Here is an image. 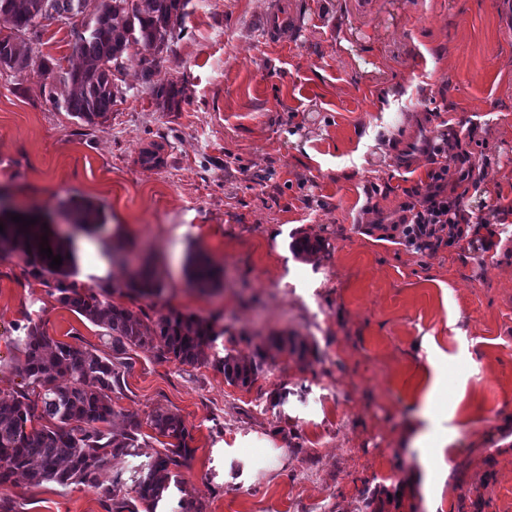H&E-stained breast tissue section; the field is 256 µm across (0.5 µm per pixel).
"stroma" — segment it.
<instances>
[{
	"mask_svg": "<svg viewBox=\"0 0 512 512\" xmlns=\"http://www.w3.org/2000/svg\"><path fill=\"white\" fill-rule=\"evenodd\" d=\"M287 2L302 27L269 40L273 0H189L162 52L130 48L94 125L65 111L59 75L103 0L18 34L34 63L0 69V189L73 235L78 282L118 289L115 303L218 318L241 359L271 336L308 343L305 361L274 353L247 389L151 347L122 354L117 410H170L192 435L179 470L191 512H512V0ZM170 85L168 107L157 91ZM426 128L459 134L485 166L469 189L449 170L448 190L496 216V245L428 255L369 230L365 207L391 222L405 190L428 184V159L392 161ZM153 147L161 165H142ZM72 198L104 206L101 232H74ZM303 236L320 249L295 255ZM131 242L161 297L121 295L129 272L108 251ZM192 249L224 271L213 294L187 282ZM31 311L55 340L112 352L104 328L0 249V397L20 381L16 328ZM427 397L434 421L417 448ZM160 448L112 459L102 479L115 498ZM7 493L17 512H105L83 483Z\"/></svg>",
	"mask_w": 512,
	"mask_h": 512,
	"instance_id": "stroma-1",
	"label": "stroma"
}]
</instances>
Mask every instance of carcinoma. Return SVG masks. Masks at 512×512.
<instances>
[{"label":"carcinoma","mask_w":512,"mask_h":512,"mask_svg":"<svg viewBox=\"0 0 512 512\" xmlns=\"http://www.w3.org/2000/svg\"><path fill=\"white\" fill-rule=\"evenodd\" d=\"M0 0V68L21 73L32 64L16 43L17 34L37 26L38 20L52 15L74 17L82 13L83 0ZM92 20L82 24L78 35L79 67L65 73L63 80L73 92L64 99L66 111L87 124L105 121L119 93L117 75L125 68L132 46L159 52L173 34L174 20L183 15L188 0H111ZM67 218L88 232L100 231L106 223L104 207L90 201L71 199ZM48 238L53 255L62 264L50 267L51 259L40 254L42 237ZM0 243L9 245L30 268L41 284L54 285L58 300L91 323L106 329L115 353L131 347H155L163 342L159 356L172 357L184 365L209 363L224 375L230 385L251 386L264 370L269 355L256 347L253 358L239 359L231 353L210 356L224 336L218 319H204L171 312L152 319L145 311L134 312L104 298L90 287L80 286L75 251L69 238L50 234L44 228L28 229L20 224H4ZM188 279L206 290L220 286L222 270L202 252L188 257ZM139 296L157 297L164 286L151 266L126 285ZM24 336L19 340L23 359L16 372L22 387L10 398L0 399V487L22 475L28 484L44 482L66 485L81 482L101 490L112 500V486L103 485L101 476L112 458L132 456L145 438L143 426L156 435L172 439L136 473L134 499L114 504L115 512H160L167 508L169 490L176 481L175 469L191 454L192 436L182 417L157 410L146 420L127 414L119 431L104 427L115 414L112 393L121 388V363L103 358L52 339L32 315H27ZM270 346L302 360L308 352L305 341L295 336H271ZM34 421L40 428L26 431Z\"/></svg>","instance_id":"cac0c4a2"}]
</instances>
